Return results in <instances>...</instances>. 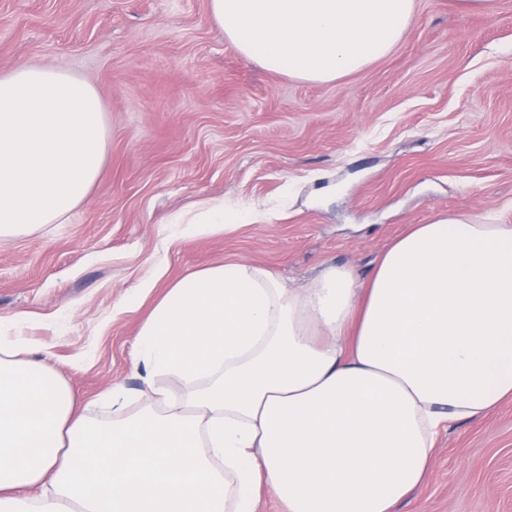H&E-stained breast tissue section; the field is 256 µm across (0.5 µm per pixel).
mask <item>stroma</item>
Returning <instances> with one entry per match:
<instances>
[{
    "mask_svg": "<svg viewBox=\"0 0 512 512\" xmlns=\"http://www.w3.org/2000/svg\"><path fill=\"white\" fill-rule=\"evenodd\" d=\"M57 67L98 91L106 159L57 224L0 240V332L26 336L104 421L142 386L137 332L167 287L245 260L300 286L367 280L412 225H512V0H417L402 40L312 84L241 56L209 0H0V74ZM211 199L259 223L186 237ZM154 281L149 295L140 286ZM395 512H512V400L455 423Z\"/></svg>",
    "mask_w": 512,
    "mask_h": 512,
    "instance_id": "obj_1",
    "label": "stroma"
}]
</instances>
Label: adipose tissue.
<instances>
[{
    "mask_svg": "<svg viewBox=\"0 0 512 512\" xmlns=\"http://www.w3.org/2000/svg\"><path fill=\"white\" fill-rule=\"evenodd\" d=\"M416 0H209L245 58L327 83L386 56ZM94 86L0 76V238L55 224L105 161ZM142 406L121 384L93 422L21 336H0V512H394L445 424L512 398V227L415 225L368 282L330 264L288 287L247 261L173 283L138 332ZM175 379L179 397L156 384Z\"/></svg>",
    "mask_w": 512,
    "mask_h": 512,
    "instance_id": "ef3b65f1",
    "label": "adipose tissue"
}]
</instances>
